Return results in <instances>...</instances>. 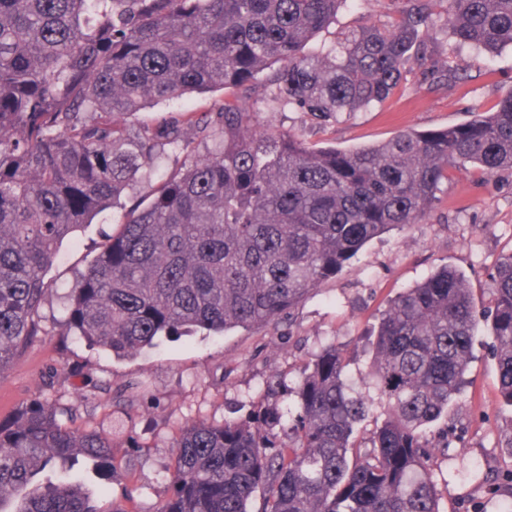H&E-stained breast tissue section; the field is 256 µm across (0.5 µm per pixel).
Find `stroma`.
Returning <instances> with one entry per match:
<instances>
[{"mask_svg":"<svg viewBox=\"0 0 512 512\" xmlns=\"http://www.w3.org/2000/svg\"><path fill=\"white\" fill-rule=\"evenodd\" d=\"M405 5L406 0H357L337 13L318 42L328 45L344 33L390 24ZM430 8L436 38L428 42L424 61L404 71L399 91L384 104L352 116L338 114L319 128L307 114L280 109L258 91L248 101L258 130L289 132L314 147L350 148L493 111L512 90V48L490 56L457 45L447 33L446 0H432ZM223 97L220 91L193 94L120 122L133 128L172 112H206ZM438 197L421 223L370 241L297 306L290 323L222 335L163 336L132 358L89 345L64 327L69 288L124 220V207L103 212L63 241L46 275L51 286L40 308L43 334L0 378V419L37 397L68 407L76 392H83L89 404L80 425L139 442L135 448L117 449V458L130 461L132 469L119 471L112 483H105L91 464L81 466L95 506L110 512L113 503L124 501L130 512H155L169 494L171 442L181 426L195 419L220 424L241 408L294 402L301 368L329 343L345 347L350 383L366 392L373 325L393 299L440 266H455L466 275L478 311L491 308V275L500 259L512 253V169L490 176L471 168L450 170ZM469 377L471 387L451 410L456 429L448 438V454L433 465L440 509L512 512V497L494 491L487 480L489 474L512 469V453L501 442L512 429V407L498 392L488 328L477 334ZM129 382L139 385L136 398L123 389Z\"/></svg>","mask_w":512,"mask_h":512,"instance_id":"stroma-1","label":"stroma"}]
</instances>
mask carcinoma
<instances>
[{
	"label": "carcinoma",
	"mask_w": 512,
	"mask_h": 512,
	"mask_svg": "<svg viewBox=\"0 0 512 512\" xmlns=\"http://www.w3.org/2000/svg\"><path fill=\"white\" fill-rule=\"evenodd\" d=\"M347 2L0 0V375L40 335L63 240L170 149L186 151L183 166L126 210L67 294L69 331L118 357L179 330L276 325L367 242L429 215L449 169H512V90L467 122L349 149L256 131L245 100L259 85L322 126L384 102L419 60L424 0L304 51ZM448 31L494 55L512 46V0H448ZM206 90L225 97L201 115L134 132L112 120ZM185 124L201 143L221 135L219 152L194 156ZM492 292L485 320L512 407V253ZM479 322L464 275L439 268L379 319L370 375L387 411L368 446L353 434L371 400L348 384L345 349L328 345L305 366L295 408L182 428L156 512H440L432 465L448 440L423 428L453 426ZM77 400L37 398L0 420V512H98L74 466L90 461L110 480L114 448L135 443L76 425ZM57 468V481L35 484Z\"/></svg>",
	"instance_id": "carcinoma-1"
}]
</instances>
